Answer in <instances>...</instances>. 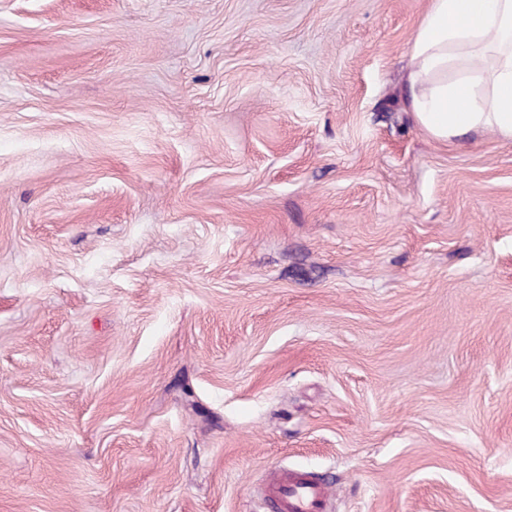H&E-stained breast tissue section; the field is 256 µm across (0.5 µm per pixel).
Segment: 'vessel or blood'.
Here are the masks:
<instances>
[{
    "instance_id": "obj_1",
    "label": "vessel or blood",
    "mask_w": 512,
    "mask_h": 512,
    "mask_svg": "<svg viewBox=\"0 0 512 512\" xmlns=\"http://www.w3.org/2000/svg\"><path fill=\"white\" fill-rule=\"evenodd\" d=\"M267 512H334L336 490L330 481L298 468L273 470L257 490Z\"/></svg>"
}]
</instances>
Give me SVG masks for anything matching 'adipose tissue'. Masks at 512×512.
<instances>
[{
  "mask_svg": "<svg viewBox=\"0 0 512 512\" xmlns=\"http://www.w3.org/2000/svg\"><path fill=\"white\" fill-rule=\"evenodd\" d=\"M407 90L415 122L436 140L489 131L512 141V0H430Z\"/></svg>",
  "mask_w": 512,
  "mask_h": 512,
  "instance_id": "1",
  "label": "adipose tissue"
}]
</instances>
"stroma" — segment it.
Returning <instances> with one entry per match:
<instances>
[{
	"label": "stroma",
	"instance_id": "1",
	"mask_svg": "<svg viewBox=\"0 0 512 512\" xmlns=\"http://www.w3.org/2000/svg\"><path fill=\"white\" fill-rule=\"evenodd\" d=\"M429 0H0V512H512V141L404 97ZM257 494L268 512H333L336 508L331 482L298 468L273 470Z\"/></svg>",
	"mask_w": 512,
	"mask_h": 512
}]
</instances>
